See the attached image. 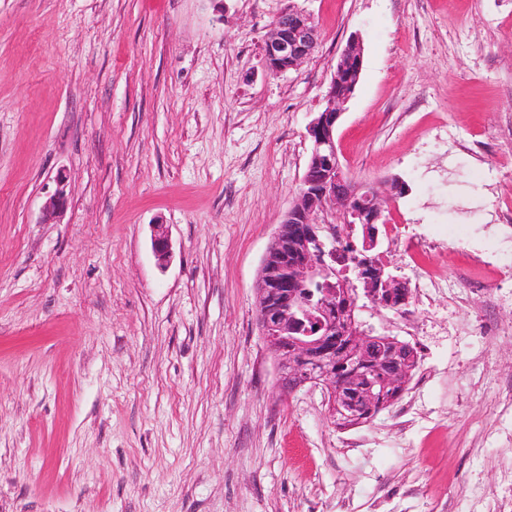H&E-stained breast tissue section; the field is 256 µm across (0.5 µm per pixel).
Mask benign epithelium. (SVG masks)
Returning <instances> with one entry per match:
<instances>
[{"instance_id": "1", "label": "benign epithelium", "mask_w": 512, "mask_h": 512, "mask_svg": "<svg viewBox=\"0 0 512 512\" xmlns=\"http://www.w3.org/2000/svg\"><path fill=\"white\" fill-rule=\"evenodd\" d=\"M319 27L306 11L295 7L283 9L271 25V34L264 46L266 69L282 74L296 68L318 45ZM363 51L360 39L353 37L340 55L324 96L325 106L308 125L311 151L294 204L283 215L275 236L261 264L256 283V319L261 336L280 367V387L292 393L308 383L324 387L328 396L329 414L339 427L362 424L371 416L340 404L341 387L336 382V363L352 366L364 362L373 354L374 362L381 357L394 359L404 343L388 345L377 336L363 333L357 327L351 306L336 313V290L324 294L317 302L307 301L300 293L305 283L336 274L328 263L326 243L336 241V225L321 224L317 215L334 210L340 224H375L382 218L386 196L380 182L355 181L341 164L336 149V128L351 94L339 93L341 86L351 83L352 70L361 72ZM151 245L159 265L167 264L171 244L167 225H153ZM364 295L375 305L390 307L388 299L396 282L378 265L369 275H359ZM312 316L318 321L320 336L306 341L288 336V320ZM348 338L352 356L336 354V337Z\"/></svg>"}]
</instances>
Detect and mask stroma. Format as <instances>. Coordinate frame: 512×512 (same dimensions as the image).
Returning <instances> with one entry per match:
<instances>
[{
    "instance_id": "1",
    "label": "stroma",
    "mask_w": 512,
    "mask_h": 512,
    "mask_svg": "<svg viewBox=\"0 0 512 512\" xmlns=\"http://www.w3.org/2000/svg\"><path fill=\"white\" fill-rule=\"evenodd\" d=\"M287 2L0 0V512L512 502V0H295L320 41L272 75ZM355 34L337 152L405 182L376 251L411 288L432 278L357 310L417 364L342 429L322 387L280 391L254 286ZM459 232L462 251L413 245ZM151 245L154 256L159 265H166L171 253V244L168 235L167 225L161 223L153 224Z\"/></svg>"
}]
</instances>
